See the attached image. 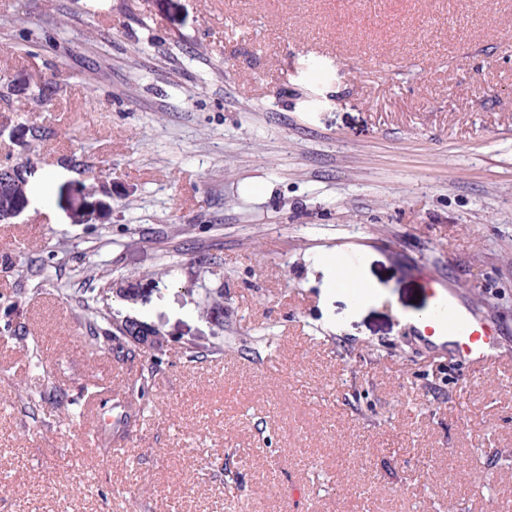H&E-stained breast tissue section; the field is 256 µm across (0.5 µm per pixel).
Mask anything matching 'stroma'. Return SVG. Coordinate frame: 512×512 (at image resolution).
I'll list each match as a JSON object with an SVG mask.
<instances>
[{
  "instance_id": "1",
  "label": "stroma",
  "mask_w": 512,
  "mask_h": 512,
  "mask_svg": "<svg viewBox=\"0 0 512 512\" xmlns=\"http://www.w3.org/2000/svg\"><path fill=\"white\" fill-rule=\"evenodd\" d=\"M4 167L0 512H512V0H0ZM336 288L351 294L355 289H361L364 293L370 288L364 281L362 272L357 266L334 264ZM434 298L433 311L437 321L432 326L416 327L418 340L428 348L448 349L456 359L470 367L483 368L489 362L510 361L512 355H504L500 347V336L495 326L475 321L465 310L450 298L451 291L430 288ZM448 313L454 318V325L448 328L442 315ZM425 324L436 317L429 311L420 316ZM86 322L87 336H83L85 346L91 351L112 350L118 354L135 355L137 346L129 347L120 336H114L112 329L103 328L98 324V311L88 301L82 305Z\"/></svg>"
}]
</instances>
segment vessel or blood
Here are the masks:
<instances>
[{"label": "vessel or blood", "instance_id": "vessel-or-blood-1", "mask_svg": "<svg viewBox=\"0 0 512 512\" xmlns=\"http://www.w3.org/2000/svg\"><path fill=\"white\" fill-rule=\"evenodd\" d=\"M433 310L437 321L419 331L420 342L429 348H442L471 368L504 361L500 336L495 326L475 321L458 307L446 292L433 290Z\"/></svg>", "mask_w": 512, "mask_h": 512}]
</instances>
